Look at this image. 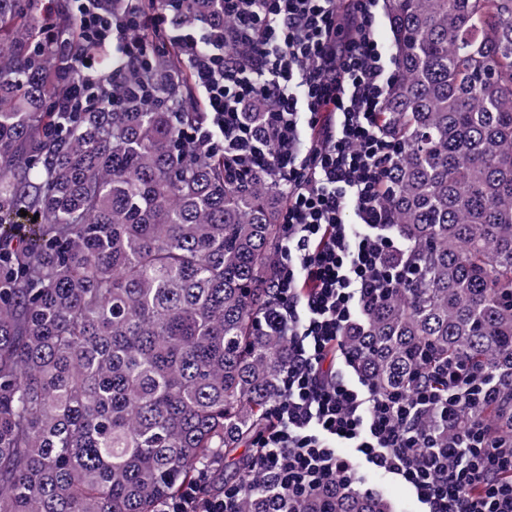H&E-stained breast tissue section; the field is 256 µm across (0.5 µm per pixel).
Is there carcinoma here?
Here are the masks:
<instances>
[{"mask_svg":"<svg viewBox=\"0 0 512 512\" xmlns=\"http://www.w3.org/2000/svg\"><path fill=\"white\" fill-rule=\"evenodd\" d=\"M182 24L224 25L223 0ZM398 146L382 203L408 285L344 333L407 392L426 350L464 360L512 436V0H389ZM70 7L0 0V512H160L268 423L287 338L263 316L283 197L183 143L203 107L183 51L61 108ZM28 215H22V212ZM242 476L239 512L288 498ZM294 512H393L336 487Z\"/></svg>","mask_w":512,"mask_h":512,"instance_id":"obj_1","label":"carcinoma"}]
</instances>
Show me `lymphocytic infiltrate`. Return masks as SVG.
<instances>
[{
	"mask_svg": "<svg viewBox=\"0 0 512 512\" xmlns=\"http://www.w3.org/2000/svg\"><path fill=\"white\" fill-rule=\"evenodd\" d=\"M78 40H63V61H82L69 109L93 104L120 52L128 65L148 60V31L189 48L201 120L188 145L223 153L232 167L273 169L286 204L280 258L265 322L288 338L282 396L257 436L252 471L272 475L289 501L336 484L362 483V469L411 487L426 512H512V449L475 417L479 398L462 362L419 371L411 393L363 389L346 375L356 358L342 343L364 310L404 287L387 259L400 247L381 205L395 153L382 108L396 63L377 38L381 0H224V25L185 27L164 11L112 16L102 0H71ZM266 99L261 130L246 126L250 102ZM472 420L438 443L420 426ZM240 487L209 494L190 486L161 512H236Z\"/></svg>",
	"mask_w": 512,
	"mask_h": 512,
	"instance_id": "lymphocytic-infiltrate-1",
	"label": "lymphocytic infiltrate"
}]
</instances>
